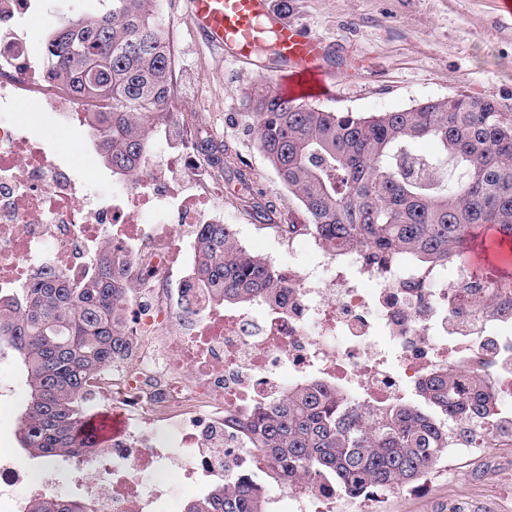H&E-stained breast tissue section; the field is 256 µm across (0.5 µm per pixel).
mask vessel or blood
Wrapping results in <instances>:
<instances>
[{
  "label": "vessel or blood",
  "mask_w": 512,
  "mask_h": 512,
  "mask_svg": "<svg viewBox=\"0 0 512 512\" xmlns=\"http://www.w3.org/2000/svg\"><path fill=\"white\" fill-rule=\"evenodd\" d=\"M190 21L226 59L249 61L268 48L263 69L280 74L289 94L315 96L327 85L322 41L307 26L286 20L269 0H191Z\"/></svg>",
  "instance_id": "b4317fda"
}]
</instances>
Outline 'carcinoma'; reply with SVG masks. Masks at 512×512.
Returning <instances> with one entry per match:
<instances>
[{
  "mask_svg": "<svg viewBox=\"0 0 512 512\" xmlns=\"http://www.w3.org/2000/svg\"><path fill=\"white\" fill-rule=\"evenodd\" d=\"M49 75L78 97L108 102L87 124L112 172L135 176L146 134L171 117L172 56L156 0H107L101 13L68 18L47 38ZM247 128L280 182L302 204L310 233L332 248H356L383 271L413 276L460 260L487 226L512 243V113L492 97L427 100L367 116L323 110L281 91L247 97ZM419 140L436 152L420 154ZM196 279L226 305L276 298L279 269L247 250L230 224H203ZM474 296L512 289V276L476 272ZM127 286L112 252L96 274L71 283L48 267L22 295L0 298V341L20 363L28 402L18 441L32 459L80 456L109 447L88 415V388L131 353L123 323ZM249 445L292 486L325 477L349 498L417 483L469 437L512 448V421L491 423L486 392L453 372L433 373L419 395L363 415L318 384L237 422ZM25 512H88L51 496ZM184 512H268L264 492L242 478L187 503Z\"/></svg>",
  "mask_w": 512,
  "mask_h": 512,
  "instance_id": "obj_1",
  "label": "carcinoma"
}]
</instances>
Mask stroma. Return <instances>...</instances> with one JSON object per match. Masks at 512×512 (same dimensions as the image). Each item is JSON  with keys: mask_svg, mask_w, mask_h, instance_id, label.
Here are the masks:
<instances>
[{"mask_svg": "<svg viewBox=\"0 0 512 512\" xmlns=\"http://www.w3.org/2000/svg\"><path fill=\"white\" fill-rule=\"evenodd\" d=\"M174 40L172 86L195 130L209 132L207 158H219L224 196L217 204L239 242L274 266L295 262L280 224L306 221L244 124L247 96L280 85L277 76L224 59L191 26L190 0H163ZM287 18L332 45L331 76L316 107L365 115L452 96L493 97L512 113V17L498 0H288ZM76 166L102 160L88 128L48 130ZM431 494L393 489L382 512H448L465 498L474 512H512V470L482 475L470 466L433 477Z\"/></svg>", "mask_w": 512, "mask_h": 512, "instance_id": "1", "label": "stroma"}]
</instances>
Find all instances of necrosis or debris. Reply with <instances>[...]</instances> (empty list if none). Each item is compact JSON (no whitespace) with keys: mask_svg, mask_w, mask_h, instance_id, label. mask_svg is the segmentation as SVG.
<instances>
[{"mask_svg":"<svg viewBox=\"0 0 512 512\" xmlns=\"http://www.w3.org/2000/svg\"><path fill=\"white\" fill-rule=\"evenodd\" d=\"M31 6L0 0V297L48 267L82 281L107 250L122 265L134 353L91 387L121 425L111 448L71 461L95 512H161L167 488L144 477L172 464L191 487L251 479L268 490L270 512H361L322 478L272 492L269 464L230 423L314 382L365 409L411 399L430 373L462 371L491 395L495 419L512 418V292L474 301L469 264L442 266L414 288L407 273L372 270L301 229L288 243L305 246L307 258L282 268L280 299L227 308L195 280L199 227L217 217L162 175L175 162L194 180L206 164L195 139L155 128L137 178L89 197L88 178L38 132L55 117L84 124L107 105L48 77L20 23ZM16 485L33 498L55 493L49 475L0 451V499L12 501Z\"/></svg>","mask_w":512,"mask_h":512,"instance_id":"4bbe7bcc","label":"necrosis or debris"}]
</instances>
